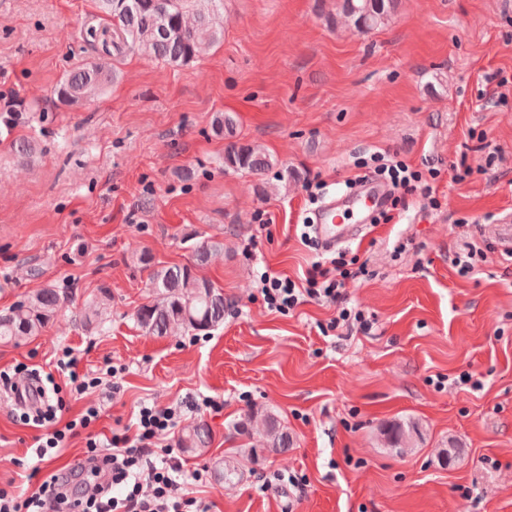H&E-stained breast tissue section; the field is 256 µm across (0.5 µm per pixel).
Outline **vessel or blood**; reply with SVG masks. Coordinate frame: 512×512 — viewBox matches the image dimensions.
<instances>
[{"label": "vessel or blood", "instance_id": "b4317fda", "mask_svg": "<svg viewBox=\"0 0 512 512\" xmlns=\"http://www.w3.org/2000/svg\"><path fill=\"white\" fill-rule=\"evenodd\" d=\"M387 195L384 187L364 182L348 193L330 198L313 215L316 239L328 250L351 241L373 211L385 206Z\"/></svg>", "mask_w": 512, "mask_h": 512}]
</instances>
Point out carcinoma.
<instances>
[{
	"mask_svg": "<svg viewBox=\"0 0 512 512\" xmlns=\"http://www.w3.org/2000/svg\"><path fill=\"white\" fill-rule=\"evenodd\" d=\"M396 0H340V10L353 27L366 32L388 20ZM223 0H97L99 12L112 22L113 44L138 52L150 59L174 65L195 61L205 47L224 36V21L219 7ZM114 70L102 62H91L71 70L56 89L57 98L70 106L98 95L112 81ZM235 118L221 113L213 119V129L220 137H234ZM272 161L251 145L229 142L224 149V168L261 176ZM155 297L135 312L137 324L158 336L176 329L209 331L224 324V289L195 273V266L162 267L153 271ZM68 294L60 288H41L26 301L0 314V343H16L39 334L64 307ZM263 428V447L284 452L292 437L273 413L257 415L250 411L232 430L250 433L255 421ZM422 429L414 420L394 424L387 439L397 453L415 447ZM211 430L199 423L179 438L183 448H207Z\"/></svg>",
	"mask_w": 512,
	"mask_h": 512,
	"instance_id": "1",
	"label": "carcinoma"
}]
</instances>
